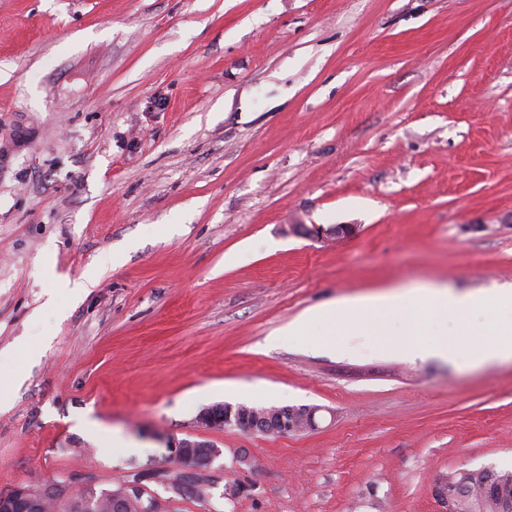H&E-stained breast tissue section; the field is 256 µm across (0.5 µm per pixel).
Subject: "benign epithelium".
Listing matches in <instances>:
<instances>
[{
	"label": "benign epithelium",
	"instance_id": "1",
	"mask_svg": "<svg viewBox=\"0 0 512 512\" xmlns=\"http://www.w3.org/2000/svg\"><path fill=\"white\" fill-rule=\"evenodd\" d=\"M296 233L301 236L350 237L355 228L350 225H338L323 229L309 227L305 224L295 225ZM317 409L308 407H285L278 416L256 413L253 411L232 414V410L218 403L202 409L197 415L198 423L210 429L234 426L239 429L260 432L269 435H283L292 431H302L316 427ZM173 458L178 462L192 464H211L221 454V450L207 440L184 438L170 446ZM90 481L80 480L74 476L56 478L50 482L52 488L60 491V495H74L81 492ZM124 495L140 499L141 512H161L160 501L155 497L145 495V487L139 482L125 484ZM432 495L439 506L438 512H455L454 501L446 486V476L437 479L432 487ZM0 512H48V508L35 490L24 485L16 484L6 491H0Z\"/></svg>",
	"mask_w": 512,
	"mask_h": 512
}]
</instances>
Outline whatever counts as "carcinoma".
I'll list each match as a JSON object with an SVG mask.
<instances>
[{
  "instance_id": "obj_1",
  "label": "carcinoma",
  "mask_w": 512,
  "mask_h": 512,
  "mask_svg": "<svg viewBox=\"0 0 512 512\" xmlns=\"http://www.w3.org/2000/svg\"><path fill=\"white\" fill-rule=\"evenodd\" d=\"M157 477L172 488L185 484L191 488L187 498L200 500L207 497V480L199 473L184 469H167ZM448 487L456 495L457 512H505L512 507V471L472 470L448 474ZM117 490H95L93 505L98 512H109L113 494Z\"/></svg>"
}]
</instances>
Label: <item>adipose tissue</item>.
Instances as JSON below:
<instances>
[{
  "mask_svg": "<svg viewBox=\"0 0 512 512\" xmlns=\"http://www.w3.org/2000/svg\"><path fill=\"white\" fill-rule=\"evenodd\" d=\"M498 299L494 293L460 294L446 288H409L401 291H388L380 294L350 297L340 302L339 307L344 313V324L352 334L367 330L369 335H380L379 327L364 328V317L371 312H386L397 320L405 321V340L402 350L413 354L422 353L423 349L418 336V325L406 317L407 306L423 310L438 323H448L450 318L463 310L476 311L491 305ZM430 354L449 357L450 346L447 341H439L427 349Z\"/></svg>",
  "mask_w": 512,
  "mask_h": 512,
  "instance_id": "obj_1",
  "label": "adipose tissue"
}]
</instances>
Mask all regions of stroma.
<instances>
[{
	"mask_svg": "<svg viewBox=\"0 0 512 512\" xmlns=\"http://www.w3.org/2000/svg\"><path fill=\"white\" fill-rule=\"evenodd\" d=\"M423 284L512 286V0H0V490L114 488L192 438L209 494L146 482L169 512H437L441 475L512 470V361L466 354L512 305L459 314L452 362L396 324L282 334ZM215 403L318 426L201 427ZM177 462L208 464L221 454V450L207 440L184 438L169 447ZM195 466V465H194Z\"/></svg>",
	"mask_w": 512,
	"mask_h": 512,
	"instance_id": "obj_1",
	"label": "stroma"
}]
</instances>
